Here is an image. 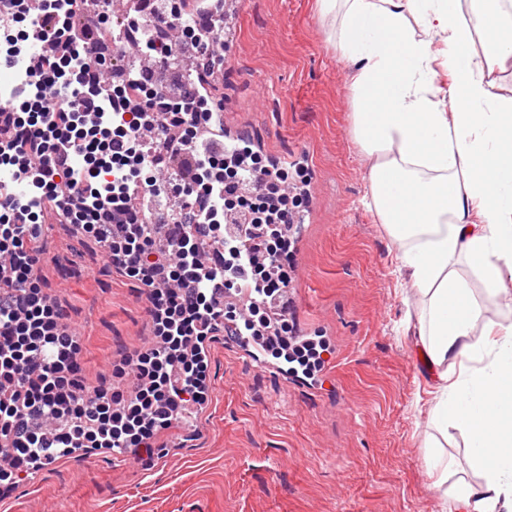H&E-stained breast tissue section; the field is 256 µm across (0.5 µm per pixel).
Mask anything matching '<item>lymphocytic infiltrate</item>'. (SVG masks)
<instances>
[{
  "mask_svg": "<svg viewBox=\"0 0 512 512\" xmlns=\"http://www.w3.org/2000/svg\"><path fill=\"white\" fill-rule=\"evenodd\" d=\"M25 0H0V66L18 42L40 46L34 80L0 101V167L29 168L32 190L0 182V487L80 450L152 453L158 436L185 423L209 401L208 341L221 329L248 336L265 355L321 382L333 354L322 335L300 334L282 301L292 283L295 214L309 203L304 163H268L249 139L224 153L207 152L204 127L223 136L220 107L204 74L222 67L224 13L209 6L198 48L206 67L188 73L186 109H174L158 86L129 77L114 88L100 42L112 36V8L99 18L101 36L78 35L77 0H46L37 28L19 27ZM195 9L185 0H143L124 20L123 47L141 27L180 29ZM79 69L91 90L55 91ZM85 163L73 169L70 151ZM181 159L174 190L185 205L217 195L165 248L158 230L135 212L137 194L156 191L153 153ZM75 225L101 244L113 270L146 290L151 345L116 365L113 380L88 381L82 343L44 289L46 247L36 230L45 217Z\"/></svg>",
  "mask_w": 512,
  "mask_h": 512,
  "instance_id": "lymphocytic-infiltrate-1",
  "label": "lymphocytic infiltrate"
}]
</instances>
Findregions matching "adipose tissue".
I'll use <instances>...</instances> for the list:
<instances>
[{"mask_svg":"<svg viewBox=\"0 0 512 512\" xmlns=\"http://www.w3.org/2000/svg\"><path fill=\"white\" fill-rule=\"evenodd\" d=\"M354 71V137L372 157L369 207L426 299L415 326L439 430L468 434L488 482L451 512H512V320L475 331L456 262L490 295L512 290V12L503 0H319ZM484 39V54L474 50ZM444 68L448 87L436 81Z\"/></svg>","mask_w":512,"mask_h":512,"instance_id":"obj_1","label":"adipose tissue"}]
</instances>
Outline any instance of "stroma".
<instances>
[{
  "mask_svg": "<svg viewBox=\"0 0 512 512\" xmlns=\"http://www.w3.org/2000/svg\"><path fill=\"white\" fill-rule=\"evenodd\" d=\"M330 27L315 0H247L224 28L212 83L226 125L267 159L300 158L313 173L292 318L334 346L322 385H290L214 336L208 404L151 461L76 453L20 481L0 512H448L447 495L484 482L453 428L440 450L452 463L446 490L428 476V370L401 324L423 296L395 274L399 247L364 205L371 161L354 138L352 70ZM42 234L45 289L97 379L148 341L145 290L74 225ZM459 271L478 325L512 312V295L488 297L474 267Z\"/></svg>",
  "mask_w": 512,
  "mask_h": 512,
  "instance_id": "obj_1",
  "label": "stroma"
}]
</instances>
